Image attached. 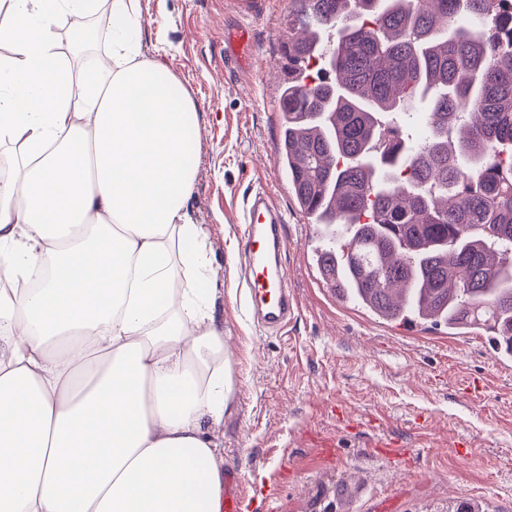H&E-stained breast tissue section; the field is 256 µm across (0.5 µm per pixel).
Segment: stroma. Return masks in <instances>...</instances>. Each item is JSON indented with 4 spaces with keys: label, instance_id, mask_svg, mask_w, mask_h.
<instances>
[{
    "label": "stroma",
    "instance_id": "1",
    "mask_svg": "<svg viewBox=\"0 0 512 512\" xmlns=\"http://www.w3.org/2000/svg\"><path fill=\"white\" fill-rule=\"evenodd\" d=\"M142 52L189 92L200 127L190 209L224 267L218 313L233 358L224 409V475L249 512H448L457 497L512 512V368L497 369L476 331L409 335L339 299L318 274V241L279 165L278 86L290 0H141ZM251 33L249 65L224 60V34ZM286 217L282 263L299 302L287 333L254 326L240 286L251 192ZM413 449L374 453L377 439ZM338 450L324 462L322 445Z\"/></svg>",
    "mask_w": 512,
    "mask_h": 512
}]
</instances>
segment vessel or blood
<instances>
[{"label": "vessel or blood", "instance_id": "obj_1", "mask_svg": "<svg viewBox=\"0 0 512 512\" xmlns=\"http://www.w3.org/2000/svg\"><path fill=\"white\" fill-rule=\"evenodd\" d=\"M229 60L245 63L250 35L239 28L224 36ZM283 212L268 192L252 193L244 212L243 286L250 314L266 330H285L299 312L297 298L288 288L281 255L286 246Z\"/></svg>", "mask_w": 512, "mask_h": 512}]
</instances>
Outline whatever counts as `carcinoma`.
<instances>
[{
	"mask_svg": "<svg viewBox=\"0 0 512 512\" xmlns=\"http://www.w3.org/2000/svg\"><path fill=\"white\" fill-rule=\"evenodd\" d=\"M279 161L338 296L512 345L506 0H292ZM386 112L429 133L403 150Z\"/></svg>",
	"mask_w": 512,
	"mask_h": 512,
	"instance_id": "carcinoma-1",
	"label": "carcinoma"
}]
</instances>
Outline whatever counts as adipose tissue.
<instances>
[{
	"label": "adipose tissue",
	"mask_w": 512,
	"mask_h": 512,
	"mask_svg": "<svg viewBox=\"0 0 512 512\" xmlns=\"http://www.w3.org/2000/svg\"><path fill=\"white\" fill-rule=\"evenodd\" d=\"M112 12L78 71L56 30ZM0 512H222L221 267L188 201L195 106L140 0H0ZM23 293L12 281L44 264ZM112 13L109 8H104L96 18L92 20H84L72 16H66L62 20V24L65 28H86L91 27L96 34V41L94 44V52L98 55H104L109 51L110 48V37L109 33L112 30Z\"/></svg>",
	"instance_id": "obj_1"
}]
</instances>
